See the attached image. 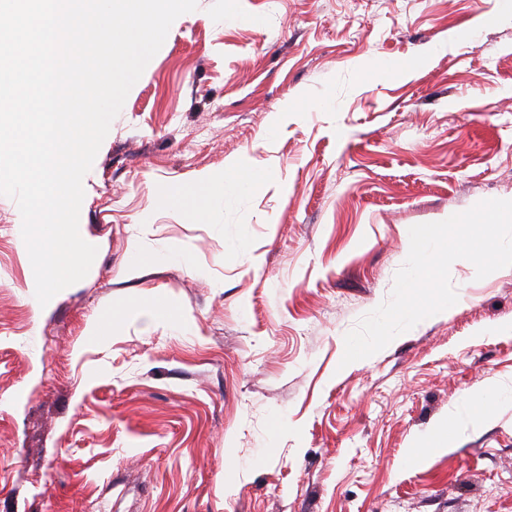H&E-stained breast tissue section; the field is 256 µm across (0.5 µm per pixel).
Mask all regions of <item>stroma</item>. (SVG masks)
I'll return each mask as SVG.
<instances>
[{
    "mask_svg": "<svg viewBox=\"0 0 512 512\" xmlns=\"http://www.w3.org/2000/svg\"><path fill=\"white\" fill-rule=\"evenodd\" d=\"M83 186L44 307L0 196V512H512L511 268L341 363L411 227L512 199V0H197ZM228 172L230 174H227ZM264 178L263 174L254 172L239 163H234L226 167L225 174L224 170L214 173L195 186L192 190V195L195 199H204V203L207 199L218 195L227 198L241 191L259 189L263 184Z\"/></svg>",
    "mask_w": 512,
    "mask_h": 512,
    "instance_id": "1",
    "label": "stroma"
}]
</instances>
